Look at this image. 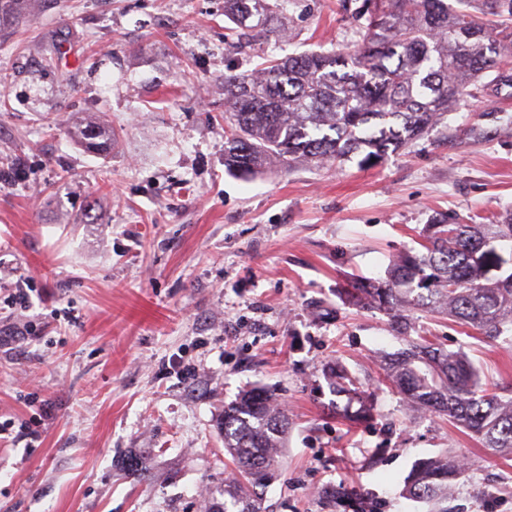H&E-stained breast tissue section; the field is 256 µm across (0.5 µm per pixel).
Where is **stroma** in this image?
<instances>
[{"label": "stroma", "mask_w": 512, "mask_h": 512, "mask_svg": "<svg viewBox=\"0 0 512 512\" xmlns=\"http://www.w3.org/2000/svg\"><path fill=\"white\" fill-rule=\"evenodd\" d=\"M363 0H288V39L229 36L224 0H40L0 33V512H208L231 471L216 421L257 385L291 428L265 512H428L402 494L418 459L467 475L448 512H512V457L410 411L381 382L404 342L348 298L385 278L436 218L512 210V88L482 91L428 136L370 167L298 165L242 179L224 168V73L353 41ZM105 114L92 153L69 134ZM29 305L12 307L15 289ZM418 335L512 387V344L417 312ZM345 365L373 416L326 374ZM136 451L148 477L116 465Z\"/></svg>", "instance_id": "1"}]
</instances>
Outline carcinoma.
Wrapping results in <instances>:
<instances>
[{
  "label": "carcinoma",
  "mask_w": 512,
  "mask_h": 512,
  "mask_svg": "<svg viewBox=\"0 0 512 512\" xmlns=\"http://www.w3.org/2000/svg\"><path fill=\"white\" fill-rule=\"evenodd\" d=\"M38 0H0V31L34 15ZM483 9L448 11L445 0H364L357 12L354 50L268 57L250 72L224 74V112L232 133L224 166L256 176L296 162L341 166L351 156L371 164L437 126L471 88L512 85V0H461ZM224 17L240 37L288 38L280 0H224ZM91 152L109 149L112 130L96 118L73 126ZM512 246V213L499 224L426 225L421 250L406 251L385 280L352 294L387 311L405 348L385 364L391 388L415 411L438 412L485 448L512 455V391L482 381L461 352L410 334L406 312L420 309L453 318L492 341L512 342V271L493 274L486 245ZM330 391L358 404L357 419L372 417V394L347 369L327 375ZM234 473L224 500L210 512H262L255 493L283 463L288 414L273 395L252 387L224 408L217 422ZM453 457L422 458L403 495L448 512V487L465 477Z\"/></svg>",
  "instance_id": "1"
}]
</instances>
